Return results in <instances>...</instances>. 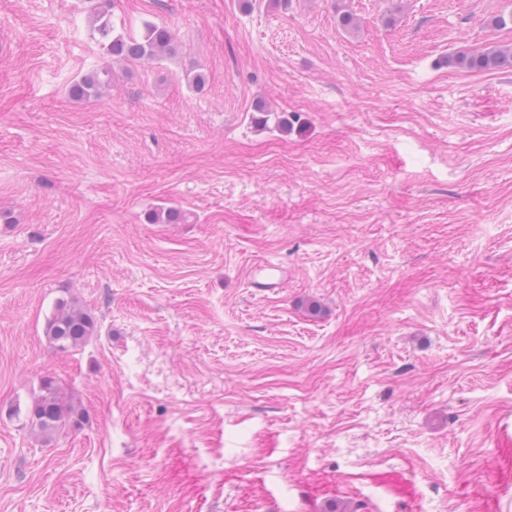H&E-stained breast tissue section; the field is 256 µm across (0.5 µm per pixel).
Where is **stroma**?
<instances>
[{"label": "stroma", "instance_id": "1", "mask_svg": "<svg viewBox=\"0 0 512 512\" xmlns=\"http://www.w3.org/2000/svg\"><path fill=\"white\" fill-rule=\"evenodd\" d=\"M347 4L116 0L177 50L79 102L87 0H0V512H512V0ZM448 66L473 71L512 69V47L490 45L476 51H459L448 58ZM248 277L253 287L260 291L277 292L285 285L283 269L272 261L265 260L251 267ZM96 331L93 317L74 298L60 299L47 319L44 333L50 344L59 351L82 346ZM77 409L52 381H44L25 413L26 423L44 434H52L73 420Z\"/></svg>", "mask_w": 512, "mask_h": 512}]
</instances>
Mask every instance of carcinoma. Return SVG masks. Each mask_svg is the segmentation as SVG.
<instances>
[{
    "label": "carcinoma",
    "instance_id": "obj_1",
    "mask_svg": "<svg viewBox=\"0 0 512 512\" xmlns=\"http://www.w3.org/2000/svg\"><path fill=\"white\" fill-rule=\"evenodd\" d=\"M91 29L99 36V44L109 62L76 80L69 89L77 101L98 99L112 90V64L148 62L175 52L176 36L167 25L145 22L140 33L115 32L114 0H88ZM448 65L473 71L512 69V47L490 45L476 51H459L448 57ZM183 211L176 206H160L147 214L150 224H181ZM93 317L76 300H59L47 319L44 333L59 351L82 346L94 335ZM77 409L52 381H45L25 413L26 423L44 434H52L73 420Z\"/></svg>",
    "mask_w": 512,
    "mask_h": 512
}]
</instances>
